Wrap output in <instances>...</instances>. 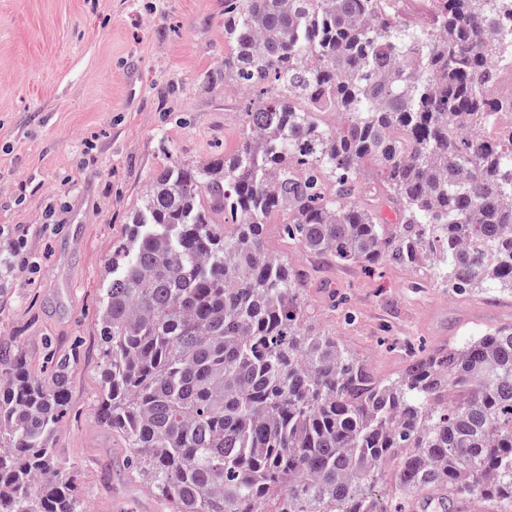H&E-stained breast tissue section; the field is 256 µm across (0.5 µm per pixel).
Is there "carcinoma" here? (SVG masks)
Returning <instances> with one entry per match:
<instances>
[{"label": "carcinoma", "instance_id": "cac0c4a2", "mask_svg": "<svg viewBox=\"0 0 512 512\" xmlns=\"http://www.w3.org/2000/svg\"><path fill=\"white\" fill-rule=\"evenodd\" d=\"M500 2L432 0L425 27L394 0H225L220 76L267 96L236 153L155 173L98 313V419L171 512H389L387 480L403 508L512 512V327L376 378L306 328L307 274L263 241L279 215L335 263L512 297ZM70 376L0 347V512H88L51 448Z\"/></svg>", "mask_w": 512, "mask_h": 512}]
</instances>
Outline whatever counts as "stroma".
Masks as SVG:
<instances>
[{"instance_id": "stroma-1", "label": "stroma", "mask_w": 512, "mask_h": 512, "mask_svg": "<svg viewBox=\"0 0 512 512\" xmlns=\"http://www.w3.org/2000/svg\"><path fill=\"white\" fill-rule=\"evenodd\" d=\"M224 0H0V343L42 379L73 360L54 442L91 512H168L126 469L129 450L96 416V313L112 251L165 157L204 161L242 142L244 99L215 84ZM266 248L310 271L307 327L335 337L379 378L410 351L512 325V298L451 294L385 263L331 267L288 243L280 217Z\"/></svg>"}]
</instances>
